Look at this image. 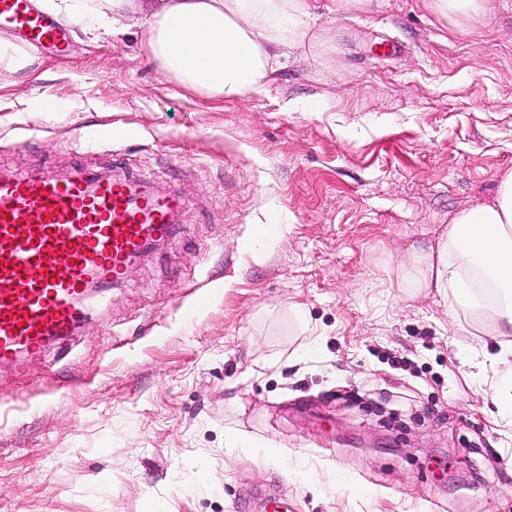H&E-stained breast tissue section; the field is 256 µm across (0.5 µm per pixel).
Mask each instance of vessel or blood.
<instances>
[{"label":"vessel or blood","instance_id":"obj_1","mask_svg":"<svg viewBox=\"0 0 512 512\" xmlns=\"http://www.w3.org/2000/svg\"><path fill=\"white\" fill-rule=\"evenodd\" d=\"M0 30L64 54L67 29L33 0H0ZM177 192L83 171L0 175V360L39 353L81 326L92 289L120 284L164 242L183 210Z\"/></svg>","mask_w":512,"mask_h":512}]
</instances>
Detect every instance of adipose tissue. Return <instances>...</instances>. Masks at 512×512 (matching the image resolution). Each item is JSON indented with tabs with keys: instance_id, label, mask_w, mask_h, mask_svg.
<instances>
[{
	"instance_id": "1",
	"label": "adipose tissue",
	"mask_w": 512,
	"mask_h": 512,
	"mask_svg": "<svg viewBox=\"0 0 512 512\" xmlns=\"http://www.w3.org/2000/svg\"><path fill=\"white\" fill-rule=\"evenodd\" d=\"M38 7L88 32L117 30L145 16L143 49L160 73L205 97L241 100L267 90L281 59L323 53L310 37V0H38ZM434 13L458 27L488 16L494 0H432ZM401 288L435 290L449 309L489 315L501 337L493 400L512 424V173L489 203L452 217L434 246L415 251L396 271Z\"/></svg>"
}]
</instances>
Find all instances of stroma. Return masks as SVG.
I'll return each instance as SVG.
<instances>
[{"instance_id": "obj_1", "label": "stroma", "mask_w": 512, "mask_h": 512, "mask_svg": "<svg viewBox=\"0 0 512 512\" xmlns=\"http://www.w3.org/2000/svg\"><path fill=\"white\" fill-rule=\"evenodd\" d=\"M315 4L332 61L245 101L163 78L142 22L0 73V174L71 176L73 133H108L101 174L117 151L186 202L67 348L0 363V512H512L495 370L461 354L497 341L395 278L512 171V0L461 28L430 0Z\"/></svg>"}]
</instances>
